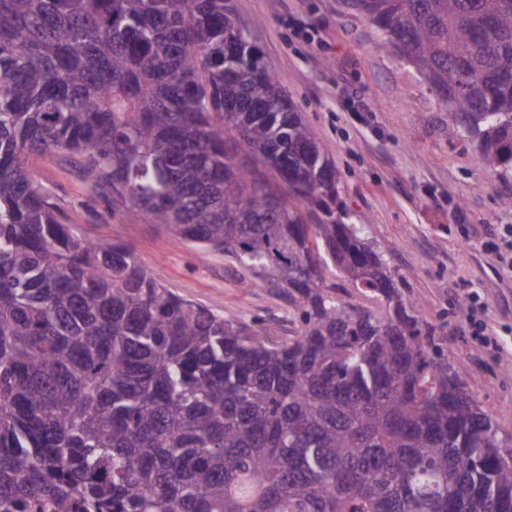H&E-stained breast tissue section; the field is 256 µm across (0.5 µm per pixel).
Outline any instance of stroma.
Masks as SVG:
<instances>
[{"instance_id": "35a3bbf8", "label": "stroma", "mask_w": 512, "mask_h": 512, "mask_svg": "<svg viewBox=\"0 0 512 512\" xmlns=\"http://www.w3.org/2000/svg\"><path fill=\"white\" fill-rule=\"evenodd\" d=\"M250 40L336 167L348 221L365 227L401 277L407 299L446 339L448 361L512 448V274L499 253L512 238V177L482 171L469 141L448 135V109L418 69L382 48L381 32L344 0H232ZM317 24L314 42L291 20ZM71 223L94 240L132 247L142 266L186 299L229 316L288 318L279 288H247L223 254L119 210L99 216L77 161L34 163ZM483 309L485 337L470 326Z\"/></svg>"}]
</instances>
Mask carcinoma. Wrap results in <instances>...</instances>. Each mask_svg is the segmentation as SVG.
Masks as SVG:
<instances>
[{
    "mask_svg": "<svg viewBox=\"0 0 512 512\" xmlns=\"http://www.w3.org/2000/svg\"><path fill=\"white\" fill-rule=\"evenodd\" d=\"M348 3L511 175L512 0ZM62 151L106 214L277 285L293 334L67 223L31 168ZM347 219L231 0H0V512H512L491 415Z\"/></svg>",
    "mask_w": 512,
    "mask_h": 512,
    "instance_id": "cac0c4a2",
    "label": "carcinoma"
}]
</instances>
